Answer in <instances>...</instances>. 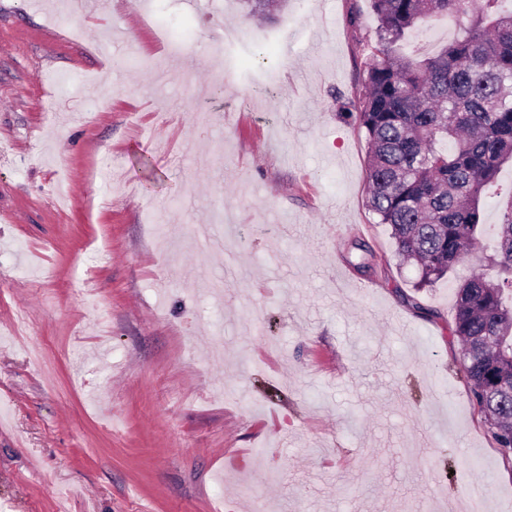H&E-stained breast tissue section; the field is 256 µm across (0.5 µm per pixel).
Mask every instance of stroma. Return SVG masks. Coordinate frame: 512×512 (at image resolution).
<instances>
[{"label":"stroma","mask_w":512,"mask_h":512,"mask_svg":"<svg viewBox=\"0 0 512 512\" xmlns=\"http://www.w3.org/2000/svg\"><path fill=\"white\" fill-rule=\"evenodd\" d=\"M30 2L0 0V512H512L449 335L471 267L415 289L366 207L368 0Z\"/></svg>","instance_id":"1"}]
</instances>
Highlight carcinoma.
<instances>
[{
	"label": "carcinoma",
	"mask_w": 512,
	"mask_h": 512,
	"mask_svg": "<svg viewBox=\"0 0 512 512\" xmlns=\"http://www.w3.org/2000/svg\"><path fill=\"white\" fill-rule=\"evenodd\" d=\"M376 44L347 113L369 146L367 206L398 254L419 267L416 290L459 264L489 269L459 284L451 335L463 344L470 395L502 456H512V205L492 252L482 205L512 162V9L505 0H370ZM446 18L456 37L416 61L398 46Z\"/></svg>",
	"instance_id": "carcinoma-1"
}]
</instances>
